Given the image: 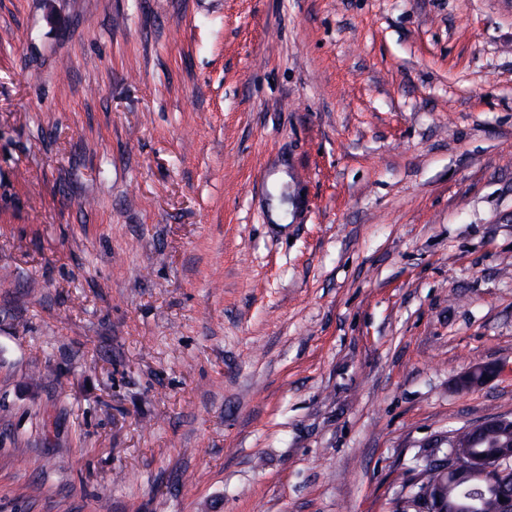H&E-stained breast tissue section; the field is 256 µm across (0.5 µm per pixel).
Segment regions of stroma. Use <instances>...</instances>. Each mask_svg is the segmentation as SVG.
<instances>
[{
    "label": "stroma",
    "mask_w": 512,
    "mask_h": 512,
    "mask_svg": "<svg viewBox=\"0 0 512 512\" xmlns=\"http://www.w3.org/2000/svg\"><path fill=\"white\" fill-rule=\"evenodd\" d=\"M500 415L512 0H0V512H395ZM499 374V368L493 363H476L468 371L455 380L458 391L468 392L474 388L483 386L494 380ZM489 378V381H486Z\"/></svg>",
    "instance_id": "35a3bbf8"
}]
</instances>
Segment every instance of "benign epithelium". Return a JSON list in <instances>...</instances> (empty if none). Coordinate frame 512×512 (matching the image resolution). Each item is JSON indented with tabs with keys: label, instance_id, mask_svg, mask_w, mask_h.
Listing matches in <instances>:
<instances>
[{
	"label": "benign epithelium",
	"instance_id": "obj_1",
	"mask_svg": "<svg viewBox=\"0 0 512 512\" xmlns=\"http://www.w3.org/2000/svg\"><path fill=\"white\" fill-rule=\"evenodd\" d=\"M499 374L493 363H476L455 379L456 389L468 392L487 384ZM512 434V416L493 417L474 425L466 426L448 437V446L431 458L439 466L443 477H454L459 494L453 508L458 512H481L485 497L481 493L494 494V512H512V494H504L494 481L495 475L512 465V441H497V451L474 455L470 449L477 448L491 435ZM448 502V489L438 485L435 490L416 499L411 508L416 512H444Z\"/></svg>",
	"mask_w": 512,
	"mask_h": 512
}]
</instances>
